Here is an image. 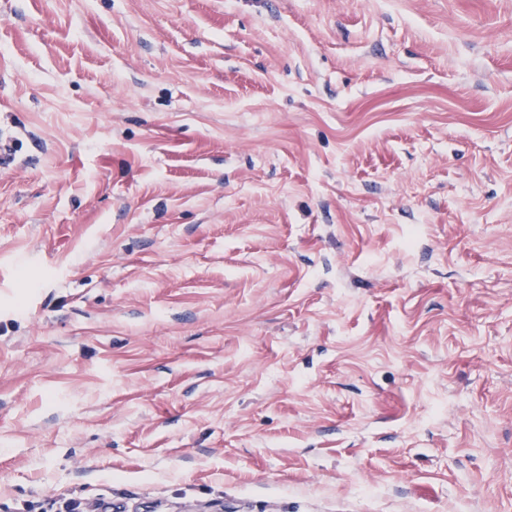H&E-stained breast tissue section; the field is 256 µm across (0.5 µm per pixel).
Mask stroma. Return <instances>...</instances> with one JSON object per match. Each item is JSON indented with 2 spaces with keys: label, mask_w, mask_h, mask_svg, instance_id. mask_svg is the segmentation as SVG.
<instances>
[{
  "label": "stroma",
  "mask_w": 512,
  "mask_h": 512,
  "mask_svg": "<svg viewBox=\"0 0 512 512\" xmlns=\"http://www.w3.org/2000/svg\"><path fill=\"white\" fill-rule=\"evenodd\" d=\"M0 512H512V0H0Z\"/></svg>",
  "instance_id": "35a3bbf8"
}]
</instances>
